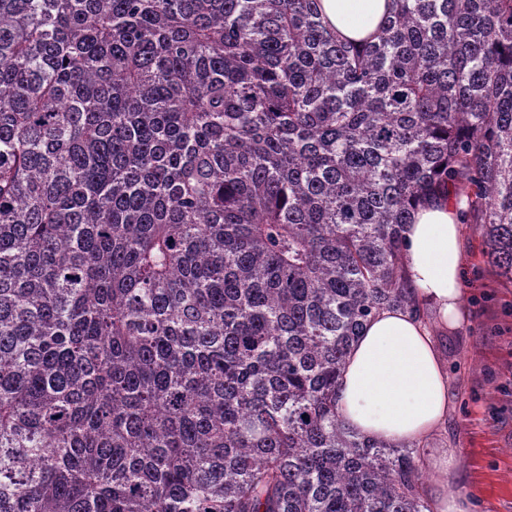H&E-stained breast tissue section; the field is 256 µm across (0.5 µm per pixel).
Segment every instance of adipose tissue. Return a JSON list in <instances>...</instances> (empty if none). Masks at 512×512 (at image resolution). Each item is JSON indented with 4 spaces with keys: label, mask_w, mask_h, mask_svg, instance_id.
<instances>
[{
    "label": "adipose tissue",
    "mask_w": 512,
    "mask_h": 512,
    "mask_svg": "<svg viewBox=\"0 0 512 512\" xmlns=\"http://www.w3.org/2000/svg\"><path fill=\"white\" fill-rule=\"evenodd\" d=\"M321 6L332 29L349 39L375 32L390 9L389 0H321ZM464 208L454 200L425 203L404 230L407 279L449 329L463 319ZM336 410L350 430L396 447L422 442L446 421L448 372L421 318L386 310L370 319L346 357ZM427 465L434 478L423 494L432 512H470L466 496L448 491L459 468L454 452L433 453Z\"/></svg>",
    "instance_id": "adipose-tissue-1"
}]
</instances>
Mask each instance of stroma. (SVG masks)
Returning a JSON list of instances; mask_svg holds the SVG:
<instances>
[{"label": "stroma", "instance_id": "obj_1", "mask_svg": "<svg viewBox=\"0 0 512 512\" xmlns=\"http://www.w3.org/2000/svg\"><path fill=\"white\" fill-rule=\"evenodd\" d=\"M463 320L439 333L448 368V420L421 457L448 448L460 458L454 491L471 512H512V281L485 255L483 227L462 226Z\"/></svg>", "mask_w": 512, "mask_h": 512}]
</instances>
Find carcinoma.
I'll list each match as a JSON object with an SVG mask.
<instances>
[{
  "instance_id": "obj_1",
  "label": "carcinoma",
  "mask_w": 512,
  "mask_h": 512,
  "mask_svg": "<svg viewBox=\"0 0 512 512\" xmlns=\"http://www.w3.org/2000/svg\"><path fill=\"white\" fill-rule=\"evenodd\" d=\"M0 0V512H430L336 387L452 196L512 280V0ZM388 0H322V11L330 26L349 39H361L378 28L388 14Z\"/></svg>"
}]
</instances>
